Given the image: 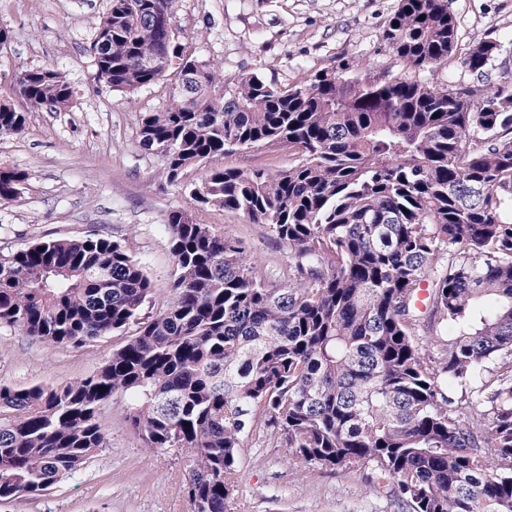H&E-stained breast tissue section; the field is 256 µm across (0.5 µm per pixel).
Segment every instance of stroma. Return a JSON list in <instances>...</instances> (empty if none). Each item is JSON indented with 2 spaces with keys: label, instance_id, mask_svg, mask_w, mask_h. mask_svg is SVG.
<instances>
[{
  "label": "stroma",
  "instance_id": "stroma-1",
  "mask_svg": "<svg viewBox=\"0 0 512 512\" xmlns=\"http://www.w3.org/2000/svg\"><path fill=\"white\" fill-rule=\"evenodd\" d=\"M109 0H0V101L17 103L15 75L54 65L74 95L61 112L32 110L24 130L0 136V166L24 172L15 199L0 200V252L90 232L128 240L144 264L151 295L144 314L163 307L174 268L165 222L193 211L198 222L246 243L263 273L286 259L269 225L215 207L194 205L165 183L164 161L138 144V118L166 108L171 85L127 94L101 81L92 42ZM399 0H177L173 28L186 54L222 66L226 76L256 74L288 87L318 69L349 63L396 75L403 64L381 41ZM457 46L447 65L415 72L417 80L455 88L512 82V0H448ZM497 51L480 72L465 59L481 41ZM224 165L274 174L287 152L240 150ZM115 336L61 348L0 328V386H55L86 378L112 356ZM100 414L108 445L66 480L36 498L0 501V512H190L185 468L176 452H149L112 401ZM233 512H398L366 473L296 467L283 448L247 442L238 467Z\"/></svg>",
  "mask_w": 512,
  "mask_h": 512
}]
</instances>
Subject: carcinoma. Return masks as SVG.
<instances>
[{"label": "carcinoma", "instance_id": "cac0c4a2", "mask_svg": "<svg viewBox=\"0 0 512 512\" xmlns=\"http://www.w3.org/2000/svg\"><path fill=\"white\" fill-rule=\"evenodd\" d=\"M175 4L110 0L97 73L129 94L175 77L168 106L140 115L139 146L197 204L269 225L286 263L263 274L241 241L172 211L171 296L142 317L150 280L125 243L89 233L0 255L1 327L82 347L136 326L92 376L0 387V499L39 495L107 447L100 407L115 400L145 448L183 455L191 512H227L251 437L303 467L368 471L404 512H512V89L411 76L455 51L448 0H400L382 41L403 73L347 63L287 88L185 56L165 25ZM17 90L55 112L73 97L51 64ZM25 123L0 104L1 136ZM252 148L292 163L206 166ZM24 179L0 167V199Z\"/></svg>", "mask_w": 512, "mask_h": 512}]
</instances>
